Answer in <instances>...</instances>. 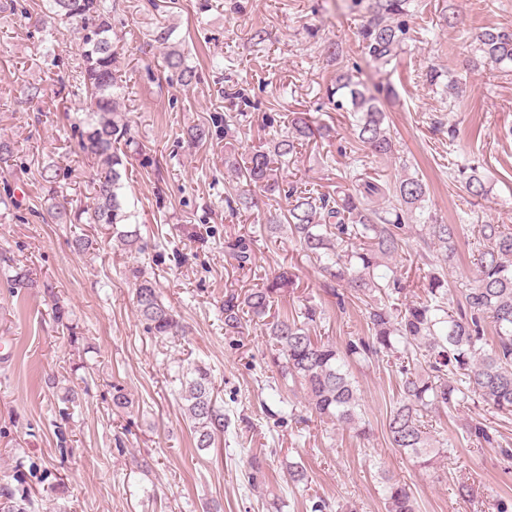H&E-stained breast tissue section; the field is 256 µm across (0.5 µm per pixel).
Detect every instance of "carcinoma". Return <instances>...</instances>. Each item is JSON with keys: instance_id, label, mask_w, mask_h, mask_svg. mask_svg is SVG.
<instances>
[{"instance_id": "obj_1", "label": "carcinoma", "mask_w": 512, "mask_h": 512, "mask_svg": "<svg viewBox=\"0 0 512 512\" xmlns=\"http://www.w3.org/2000/svg\"><path fill=\"white\" fill-rule=\"evenodd\" d=\"M412 0H368L366 19L358 29L359 42L369 63L380 74L396 70L398 59L410 38ZM35 24L50 32L57 24L71 26L78 34L82 59L73 79L85 88V118L78 148L92 157L98 171L93 183V202L75 211L69 201L59 200L54 184L57 170L47 165L40 171L49 184L42 220H73L77 224H106L129 249L144 253L148 244L131 227L122 188L123 172L129 164L121 145L133 143L124 106L125 90L115 66L112 41L114 6L105 0H41L36 4ZM153 41L164 47V64L182 85L199 80L186 63L180 46L170 42V31L157 28ZM485 63L512 66V28L489 27L477 36ZM393 93L387 83L369 88L349 72L336 74L329 100L336 110L354 117V143L340 150H359L377 157L395 151L394 137L386 123L383 100ZM331 128L318 125L298 112L286 131L276 133L253 147L244 160L227 158L238 172L240 186L225 196L235 212L258 207L259 197L288 200L285 213L269 214L264 231L272 238L288 236L304 255L330 279L345 284L355 298L365 302L368 340L348 343L343 350L328 340L312 336L325 311L305 304L289 317L272 313L275 298L293 285L282 270L266 284L243 293L224 294V329L241 333L244 316L263 322L266 335L278 351V374L297 382L306 391L308 406L317 416L364 431L361 397L346 370L349 357L364 361L399 357L401 398L390 410L387 430L393 447L424 467L448 457V440L439 441L424 420V411L451 408L477 399L500 411L512 412V228L504 224H477L469 242L475 273L471 280L456 276L454 257L459 227L456 224H424L425 236L445 253L448 262L429 275L427 298L401 304L404 290L398 276L381 270L382 260L404 251L405 235L412 228L415 212L424 208L428 184L418 175H401L393 181L368 173L355 176L354 186L336 192H320L285 182L280 170L297 150L330 137ZM15 146L0 139V169L15 166ZM473 197L487 194L483 174L472 170L464 178ZM385 200L382 207L379 200ZM238 268L252 264L250 242L237 238L225 243ZM0 261L12 270L11 282L23 288L28 271L13 264L7 253ZM137 311L148 333L174 338L185 333L173 311L161 300L157 282L143 268L133 271ZM459 288L460 298L448 296L450 286ZM178 390L184 415L192 423L196 447L209 448L224 432V413L216 406L209 369L197 365L179 379ZM466 438L478 445L494 442L483 423L468 426ZM388 512H416L411 489L383 472ZM0 512H27L7 482L0 485Z\"/></svg>"}]
</instances>
